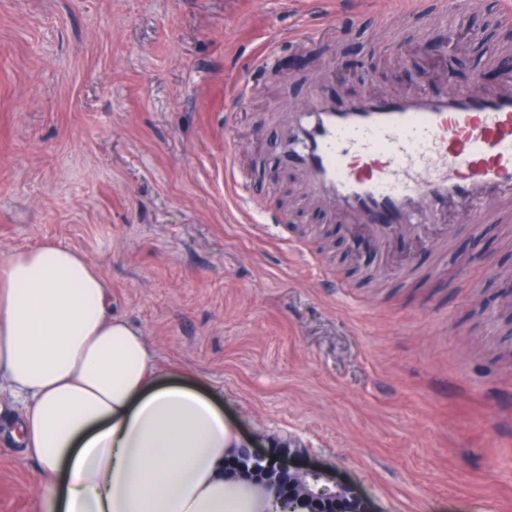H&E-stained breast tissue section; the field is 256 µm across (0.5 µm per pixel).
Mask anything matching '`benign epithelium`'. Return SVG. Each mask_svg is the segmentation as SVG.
<instances>
[{
    "instance_id": "obj_1",
    "label": "benign epithelium",
    "mask_w": 512,
    "mask_h": 512,
    "mask_svg": "<svg viewBox=\"0 0 512 512\" xmlns=\"http://www.w3.org/2000/svg\"><path fill=\"white\" fill-rule=\"evenodd\" d=\"M236 470L251 479L280 485L285 472L282 459L268 453L247 449V456L235 458ZM291 512H372L368 503L347 484L336 481L328 472L317 469H296L288 472V492L280 497Z\"/></svg>"
}]
</instances>
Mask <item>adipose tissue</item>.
I'll use <instances>...</instances> for the list:
<instances>
[{
    "label": "adipose tissue",
    "instance_id": "adipose-tissue-1",
    "mask_svg": "<svg viewBox=\"0 0 512 512\" xmlns=\"http://www.w3.org/2000/svg\"><path fill=\"white\" fill-rule=\"evenodd\" d=\"M46 512H274L225 470L244 442L214 394L156 365L97 265L60 243L0 255V394Z\"/></svg>",
    "mask_w": 512,
    "mask_h": 512
}]
</instances>
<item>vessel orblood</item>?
<instances>
[{"instance_id": "vessel-or-blood-1", "label": "vessel or blood", "mask_w": 512, "mask_h": 512, "mask_svg": "<svg viewBox=\"0 0 512 512\" xmlns=\"http://www.w3.org/2000/svg\"><path fill=\"white\" fill-rule=\"evenodd\" d=\"M282 163L310 207L389 241L463 210L482 228L512 213V66L490 90L331 98L315 86L282 117Z\"/></svg>"}]
</instances>
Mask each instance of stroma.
I'll return each instance as SVG.
<instances>
[{
    "label": "stroma",
    "mask_w": 512,
    "mask_h": 512,
    "mask_svg": "<svg viewBox=\"0 0 512 512\" xmlns=\"http://www.w3.org/2000/svg\"><path fill=\"white\" fill-rule=\"evenodd\" d=\"M438 8L0 0V254L84 253L157 365L214 391L245 442L286 443L373 512H512V217L477 233L454 213L359 256L362 225L316 220L298 177H269L271 115L313 84L344 98L496 77L512 53L499 0L453 25ZM303 11L308 36L251 75ZM228 138L262 212L225 184ZM43 496L0 438V512Z\"/></svg>",
    "instance_id": "1"
}]
</instances>
